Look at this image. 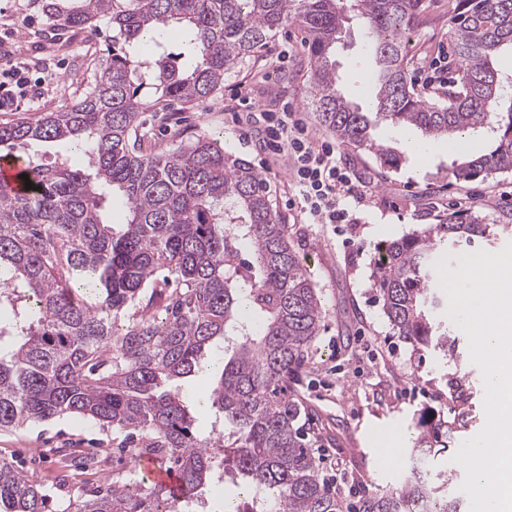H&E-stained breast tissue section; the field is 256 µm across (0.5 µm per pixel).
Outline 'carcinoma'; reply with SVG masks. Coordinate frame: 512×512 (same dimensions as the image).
Returning a JSON list of instances; mask_svg holds the SVG:
<instances>
[{
    "label": "carcinoma",
    "mask_w": 512,
    "mask_h": 512,
    "mask_svg": "<svg viewBox=\"0 0 512 512\" xmlns=\"http://www.w3.org/2000/svg\"><path fill=\"white\" fill-rule=\"evenodd\" d=\"M51 33L94 32L106 18L112 47L76 102L35 121L0 122V148L17 155L32 189L0 184V431L64 414L125 434L136 460L151 456L180 476V492L115 474L112 486L61 512H184L224 471V485L260 491L268 512H469L448 496L432 464L448 432L418 425L409 472L395 490L348 501L321 476L288 377L317 337L322 305L288 242L261 175L209 137L163 153L142 150L141 114L163 102L209 98L234 66L289 24L310 36L312 107L341 143L399 156L377 144L374 122L338 88L333 49L342 24L369 35L375 117L423 141L493 132L490 153L452 170L457 181L512 170V99L498 55L512 50V0H457L451 33L457 68L428 92L408 81L402 36L421 24L425 0H39ZM153 32L186 38L174 53ZM154 98L140 97L141 88ZM77 139L87 159L43 162L38 142ZM119 202L125 222L112 221ZM474 212L379 247L372 271L382 309L415 346L455 351L436 320L435 258L452 237H486ZM166 298L165 317L152 315ZM231 343L210 393L220 432L194 426L173 382L200 368L213 342ZM0 512H51L26 472L0 460Z\"/></svg>",
    "instance_id": "carcinoma-1"
}]
</instances>
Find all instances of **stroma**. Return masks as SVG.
Returning a JSON list of instances; mask_svg holds the SVG:
<instances>
[{"label":"stroma","instance_id":"stroma-1","mask_svg":"<svg viewBox=\"0 0 512 512\" xmlns=\"http://www.w3.org/2000/svg\"><path fill=\"white\" fill-rule=\"evenodd\" d=\"M454 9L455 0H427L422 25L404 34L412 83L429 73L437 48H451ZM45 28L36 0H0V57H19L32 77L46 79L36 105L21 102L2 110L1 121L32 119L69 106L112 36L104 24L93 36L76 30L56 40ZM334 58L345 96L369 106L370 62L360 24L344 27ZM240 85L248 88L255 105L256 116L246 129L224 112ZM286 108L305 119L313 117L308 35L293 25L236 65L210 98L144 112V146L157 152L205 134L231 143L233 155L249 161L265 179L278 213L291 226L290 245L314 282L323 309L319 334L289 385L312 415L321 474L354 500L368 490L401 485L422 413L455 423L458 442L476 435L485 423L482 376L469 359L467 342H460L450 357L434 348L413 347L393 330L371 277L377 248L452 210L470 209L484 216L486 224H495L501 211L512 209V171L456 181L453 163L493 150V134L483 132L455 144L436 139L414 153L406 146L405 130L382 120L374 136L401 156L400 166L381 167L374 153L337 144L336 155L363 185L367 204L354 211L352 223L311 224L301 210L286 156L264 153L246 136L262 129L263 113ZM121 442L120 434L64 417L0 432V459L24 470L44 471L49 503L53 512H60L74 488L92 490L98 474L117 469L126 456ZM71 448L99 456L97 474L74 476L57 470L61 453Z\"/></svg>","mask_w":512,"mask_h":512}]
</instances>
